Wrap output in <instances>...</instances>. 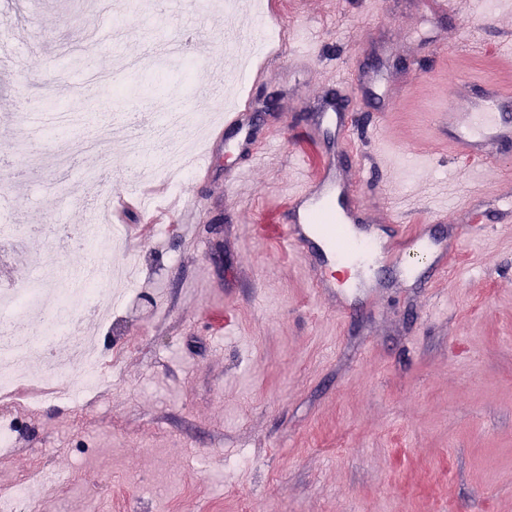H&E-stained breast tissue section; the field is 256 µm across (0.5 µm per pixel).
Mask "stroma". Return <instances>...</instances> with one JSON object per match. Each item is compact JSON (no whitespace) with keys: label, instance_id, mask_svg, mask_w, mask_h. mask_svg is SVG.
<instances>
[{"label":"stroma","instance_id":"35a3bbf8","mask_svg":"<svg viewBox=\"0 0 512 512\" xmlns=\"http://www.w3.org/2000/svg\"><path fill=\"white\" fill-rule=\"evenodd\" d=\"M277 28L305 66L271 60L265 78L237 87L257 109L253 148L271 155L246 196L236 170L248 161L234 137L212 146L209 172L167 186L182 135L162 113L220 108L199 87L224 83V29L234 10L187 14L189 0H135L117 13L101 0H0V23L24 40L0 60V156L27 186L0 180V225L24 260L5 267L54 295L89 257L103 284L80 324L110 368L96 390L44 397L34 413L0 401L13 419L0 452V489L28 481L50 512H512V225L496 213L512 180V147L491 159L461 156L428 114L463 105L456 76L512 84L501 57L512 11L499 0H460L440 18L434 0H267ZM380 77L365 93L364 71ZM327 93L348 123L329 138L308 102ZM387 117L391 175L371 139ZM103 138L101 182L64 172L57 152L82 161ZM352 165L350 199L380 218L394 242L428 224L446 238L447 276L432 257L394 251L366 290L337 272L335 300L320 297L301 252L251 235L287 223L281 193L296 162L319 173L329 157ZM486 181L444 221L426 210L387 222L386 190ZM153 190L160 209L194 202L171 222L129 217L89 248L52 249L25 233L45 217L82 234L105 198ZM135 262L134 280L108 282ZM56 474L41 482L43 472Z\"/></svg>","mask_w":512,"mask_h":512}]
</instances>
